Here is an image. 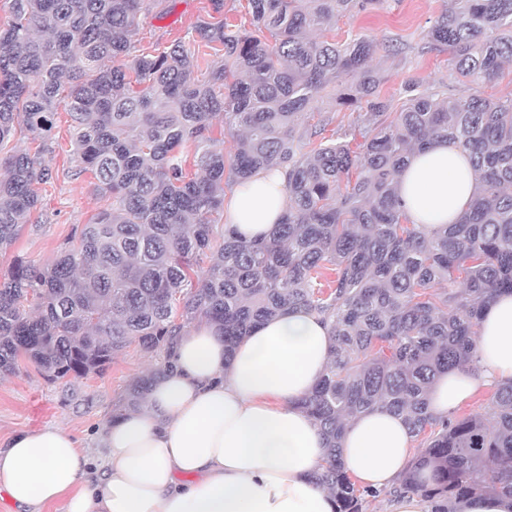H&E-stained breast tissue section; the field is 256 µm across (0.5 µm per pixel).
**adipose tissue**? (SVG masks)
I'll use <instances>...</instances> for the list:
<instances>
[{"mask_svg":"<svg viewBox=\"0 0 512 512\" xmlns=\"http://www.w3.org/2000/svg\"><path fill=\"white\" fill-rule=\"evenodd\" d=\"M280 168L235 185L224 203L246 237H266L288 205ZM474 173L467 155L439 141L415 153L398 179L413 224H452L471 205ZM333 350L326 323L303 308L256 327L224 356V338L200 324L179 336L173 367L151 387L145 405L100 432L101 476L81 441L60 426L12 435L0 450V490L18 512H334L314 478L325 441L301 407ZM512 382V293H498L478 328L477 368L452 370L429 395L447 417L482 386ZM341 456L358 485L391 489L414 458L403 418L375 409L351 421Z\"/></svg>","mask_w":512,"mask_h":512,"instance_id":"ef3b65f1","label":"adipose tissue"}]
</instances>
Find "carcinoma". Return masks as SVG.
<instances>
[{
    "label": "carcinoma",
    "instance_id": "obj_1",
    "mask_svg": "<svg viewBox=\"0 0 512 512\" xmlns=\"http://www.w3.org/2000/svg\"><path fill=\"white\" fill-rule=\"evenodd\" d=\"M247 2L249 29L224 15L195 26L216 56L200 80L182 41L146 52L132 41L139 13L162 0H10L0 146L20 125L50 139L66 95L77 173L112 203L51 263L18 257L0 276V375L22 357L56 382L104 370L132 343L164 352L128 386L115 420L140 407L191 324L217 325L228 357L257 324L314 310L334 351L302 406L325 440L315 479L335 512H364L380 496L340 454L349 419L375 408L402 416L419 442L399 492L419 494L430 512L512 497V383L496 387L484 414L437 418L427 399L441 375L475 362L483 305L512 291V98L481 91L512 62V0H448L427 44L448 47L478 90L441 98L410 82L394 114L368 66L377 45L325 38L332 21L375 0ZM329 87L360 110L350 135L328 132L326 118L298 125ZM436 139L469 156L476 194L454 224H411L395 180ZM271 166L287 175L281 222L261 241L231 224L215 232L226 190ZM51 179L38 154L0 159V251L36 210L33 185ZM426 469L429 481L419 479Z\"/></svg>",
    "mask_w": 512,
    "mask_h": 512
}]
</instances>
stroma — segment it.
Returning a JSON list of instances; mask_svg holds the SVG:
<instances>
[{"label": "stroma", "mask_w": 512, "mask_h": 512, "mask_svg": "<svg viewBox=\"0 0 512 512\" xmlns=\"http://www.w3.org/2000/svg\"><path fill=\"white\" fill-rule=\"evenodd\" d=\"M168 6L164 15L154 9L140 13L133 37L136 47L151 50L182 41L194 55L195 77H206L210 58L194 27L212 14L211 0H169ZM445 6V0H376L366 12L336 20L331 34L340 43L362 35L378 44L370 64L382 76L379 90L393 108H400L402 88L410 81L443 97H465L471 94L472 85L458 75L452 53L425 47L424 35ZM55 110L51 150L44 152L53 178L40 185V204L14 245L0 252V274L18 255L40 266L50 263L73 228L88 223L107 205L92 192L90 175L70 176L68 99L59 98ZM163 361V352H147L134 344L100 373L52 383L33 364L20 360L18 369L0 377V441L21 431L61 424L83 441L92 460H99L103 453L99 430L114 405L133 379L155 370Z\"/></svg>", "instance_id": "35a3bbf8"}]
</instances>
